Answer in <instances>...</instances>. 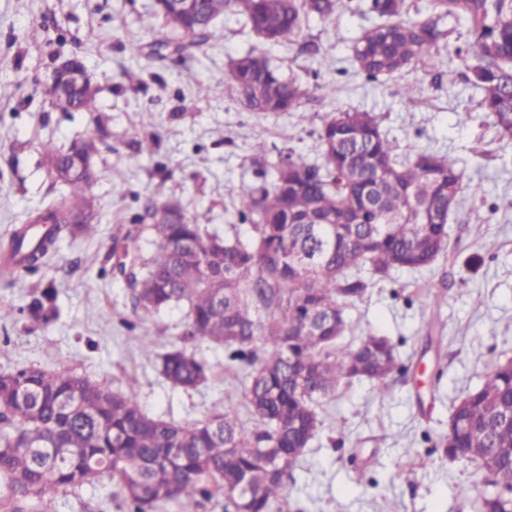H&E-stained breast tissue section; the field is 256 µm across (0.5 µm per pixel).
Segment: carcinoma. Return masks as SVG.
<instances>
[{
	"instance_id": "obj_1",
	"label": "carcinoma",
	"mask_w": 512,
	"mask_h": 512,
	"mask_svg": "<svg viewBox=\"0 0 512 512\" xmlns=\"http://www.w3.org/2000/svg\"><path fill=\"white\" fill-rule=\"evenodd\" d=\"M341 0H201L193 14L156 7L174 36L155 53L193 54L216 37L215 20L242 15L250 30L272 45L291 42L302 19L336 13ZM438 16L466 27L467 38L451 53L469 71L467 81L484 90L479 106L500 137L512 139V0H433ZM383 23L356 41L357 73L371 83L391 78L428 58L445 36L437 22L407 17L404 0H371ZM230 73L243 105L252 112H296L303 92L280 75L271 59L248 53ZM352 113L322 119L324 162L289 154L273 167L270 182L238 199L241 222L253 233L219 236L187 220L180 204L158 186L146 209L178 212L184 222L149 225L155 253L120 262L117 270L133 288V308L144 322L162 308L185 302L183 339L224 348L227 367L249 368L242 396L253 417L245 426L229 411L180 424L150 416L135 389L120 394L66 371L29 366L0 374V507L26 512L68 488L109 476L129 512H148L175 501L197 512L203 500L224 497L234 512H272L288 495L286 478L318 432L317 406L353 378L378 383L386 393L402 371L396 345L385 336L340 344L346 331L344 300L368 284L351 274L366 267L379 277L394 269L430 267L448 247L443 214L448 188L462 190L454 157L425 152L403 161L396 142L374 117L362 135L348 132ZM96 140L63 151L45 147L49 162L61 156L89 158ZM306 175L295 185L284 168ZM91 180L63 182L66 192L0 243V280L31 272L48 260L56 236H93L98 225L71 224L72 212L90 213ZM334 217L335 231L314 217ZM161 373L175 387L195 388L209 366L187 349L161 357ZM448 458H466L488 476L475 512H512V359L497 363L484 383L453 404L448 420Z\"/></svg>"
}]
</instances>
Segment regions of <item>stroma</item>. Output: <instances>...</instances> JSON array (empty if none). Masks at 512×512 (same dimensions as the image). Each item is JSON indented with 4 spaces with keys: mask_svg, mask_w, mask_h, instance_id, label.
<instances>
[{
    "mask_svg": "<svg viewBox=\"0 0 512 512\" xmlns=\"http://www.w3.org/2000/svg\"><path fill=\"white\" fill-rule=\"evenodd\" d=\"M154 0H0V239L44 207L61 186L50 176L43 146L95 138L90 193L98 216L92 237L71 236L34 272L0 281V374L26 366L67 371L116 393L136 390L149 415L179 423L217 411L252 418L244 405V372L224 365L222 347L184 343V303L146 322L133 311L132 290L116 269L129 230L143 252L154 250L145 207L157 184L188 217L219 234L252 233L237 214L240 193L268 179L271 164L294 152L322 159L318 130L330 112L367 111L398 145L401 158L449 153L463 172L462 203L448 224L449 245L429 268L393 270L386 279L361 270L368 288L347 300L343 344L369 334L389 337L403 370L387 393L354 379L321 401L318 434L288 477L294 512H475L485 489L472 464L448 460L441 443L452 403L480 386L498 361L512 358V140L500 139L478 106L484 92L464 79L465 65L442 60L369 84L352 67L353 47L376 23L368 0L330 19L305 18L293 42L266 46L243 16L216 23L218 37L181 59L132 58L169 36ZM316 44L318 56L307 46ZM269 52L303 92L302 112L264 115L246 109L229 77V61ZM79 59L96 89L97 111L65 112L43 94L54 68ZM141 70L129 84L127 69ZM195 73L206 88L184 82ZM417 89L407 100L405 86ZM266 130L255 150L253 130ZM50 292V324L24 307ZM188 346L211 366L194 389L172 386L160 357ZM116 483L67 490L38 512H127Z\"/></svg>",
    "mask_w": 512,
    "mask_h": 512,
    "instance_id": "stroma-1",
    "label": "stroma"
}]
</instances>
